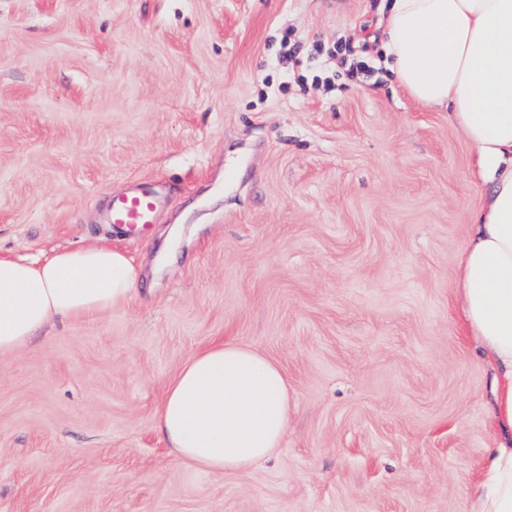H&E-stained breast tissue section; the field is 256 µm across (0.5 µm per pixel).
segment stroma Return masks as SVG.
<instances>
[{
    "label": "stroma",
    "mask_w": 512,
    "mask_h": 512,
    "mask_svg": "<svg viewBox=\"0 0 512 512\" xmlns=\"http://www.w3.org/2000/svg\"><path fill=\"white\" fill-rule=\"evenodd\" d=\"M380 5L0 0V254L107 244L140 272L129 307L0 358V512H471L493 376L453 298L487 189L386 67ZM341 38L364 72L323 70ZM134 179L167 204L128 235L106 214ZM220 340L291 404L276 455L221 474L154 429Z\"/></svg>",
    "instance_id": "obj_1"
}]
</instances>
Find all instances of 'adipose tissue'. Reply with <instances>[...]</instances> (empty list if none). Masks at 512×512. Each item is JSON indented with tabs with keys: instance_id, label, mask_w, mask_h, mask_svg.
Listing matches in <instances>:
<instances>
[{
	"instance_id": "ef3b65f1",
	"label": "adipose tissue",
	"mask_w": 512,
	"mask_h": 512,
	"mask_svg": "<svg viewBox=\"0 0 512 512\" xmlns=\"http://www.w3.org/2000/svg\"><path fill=\"white\" fill-rule=\"evenodd\" d=\"M384 53L418 102L446 111L487 186L455 281L466 335L495 373L497 441L471 512H512V0H391ZM139 273L108 245L54 251L38 263L0 255V357L58 321L129 306ZM283 368L227 340L193 353L168 381L154 426L177 459L212 472L270 459L288 428Z\"/></svg>"
}]
</instances>
